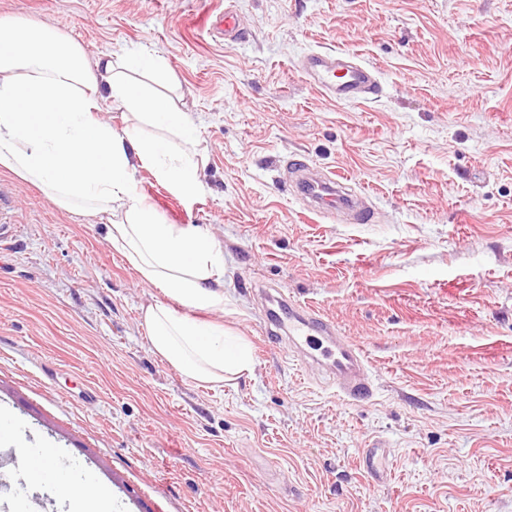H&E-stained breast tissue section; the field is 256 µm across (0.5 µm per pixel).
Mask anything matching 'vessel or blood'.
<instances>
[{
  "mask_svg": "<svg viewBox=\"0 0 512 512\" xmlns=\"http://www.w3.org/2000/svg\"><path fill=\"white\" fill-rule=\"evenodd\" d=\"M211 30L223 34L226 43L239 41L241 33L231 12L216 14ZM301 72L322 95L338 103L361 102L379 90L376 71L355 61L346 52H314L304 57ZM299 175L298 188L312 201L315 213H335L354 209L355 199L346 192L343 178L311 174L302 157L291 161ZM273 307L266 314L269 325L286 331L291 346H313L305 354V364L322 366L336 385L337 395L347 401L365 402L374 395L369 380L370 366L362 348L341 336L334 326L318 316L312 307L285 295L272 299Z\"/></svg>",
  "mask_w": 512,
  "mask_h": 512,
  "instance_id": "1",
  "label": "vessel or blood"
}]
</instances>
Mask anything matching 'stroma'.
<instances>
[{
	"label": "stroma",
	"instance_id": "35a3bbf8",
	"mask_svg": "<svg viewBox=\"0 0 512 512\" xmlns=\"http://www.w3.org/2000/svg\"><path fill=\"white\" fill-rule=\"evenodd\" d=\"M227 7L233 46L206 25ZM7 14L93 58L164 59L200 186L134 182L166 223L213 237L224 308L205 318L254 365L221 386L180 374L144 325L161 289L99 217L0 170V408L99 476L112 512H512V0H0ZM320 51L373 67L378 95L320 94L297 68ZM296 155L347 177L372 222L305 210ZM261 284L363 347L370 401L267 341ZM374 439L376 482L358 467Z\"/></svg>",
	"mask_w": 512,
	"mask_h": 512
}]
</instances>
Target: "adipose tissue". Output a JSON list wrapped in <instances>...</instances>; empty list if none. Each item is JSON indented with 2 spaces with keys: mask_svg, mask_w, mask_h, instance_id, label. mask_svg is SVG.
<instances>
[{
  "mask_svg": "<svg viewBox=\"0 0 512 512\" xmlns=\"http://www.w3.org/2000/svg\"><path fill=\"white\" fill-rule=\"evenodd\" d=\"M133 72L168 78L154 53L92 63L59 29L0 16V169L60 208L101 216L113 249L166 295L143 316L155 352L185 377L220 385L253 368L241 337L192 316L223 308L224 257L204 231L164 223L133 182L148 167L182 194L197 189L193 121L172 99L132 82ZM105 107L131 114L123 133L100 119ZM52 494L71 512L112 508L102 488L66 483Z\"/></svg>",
  "mask_w": 512,
  "mask_h": 512,
  "instance_id": "ef3b65f1",
  "label": "adipose tissue"
}]
</instances>
